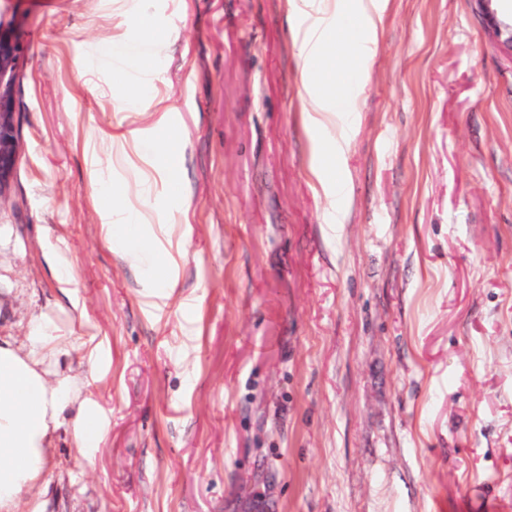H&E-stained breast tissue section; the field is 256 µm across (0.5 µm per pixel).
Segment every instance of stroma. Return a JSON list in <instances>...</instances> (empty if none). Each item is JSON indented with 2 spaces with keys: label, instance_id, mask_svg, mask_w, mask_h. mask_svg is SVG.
Listing matches in <instances>:
<instances>
[{
  "label": "stroma",
  "instance_id": "obj_1",
  "mask_svg": "<svg viewBox=\"0 0 512 512\" xmlns=\"http://www.w3.org/2000/svg\"><path fill=\"white\" fill-rule=\"evenodd\" d=\"M0 12L27 49L0 336L57 314L109 420L90 463L61 434L47 512H512V50L473 0H387L332 199L291 0ZM137 168L129 206L175 227L163 288L102 234Z\"/></svg>",
  "mask_w": 512,
  "mask_h": 512
}]
</instances>
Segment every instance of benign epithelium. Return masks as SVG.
Wrapping results in <instances>:
<instances>
[{"instance_id":"benign-epithelium-1","label":"benign epithelium","mask_w":512,"mask_h":512,"mask_svg":"<svg viewBox=\"0 0 512 512\" xmlns=\"http://www.w3.org/2000/svg\"><path fill=\"white\" fill-rule=\"evenodd\" d=\"M494 37L512 49V17L493 7L495 0H474ZM26 70V46L15 32V20L0 16V198L7 197L22 153L20 83Z\"/></svg>"}]
</instances>
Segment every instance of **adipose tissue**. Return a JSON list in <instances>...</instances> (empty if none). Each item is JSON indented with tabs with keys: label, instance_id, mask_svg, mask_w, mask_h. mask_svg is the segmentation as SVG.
<instances>
[{
	"label": "adipose tissue",
	"instance_id": "adipose-tissue-1",
	"mask_svg": "<svg viewBox=\"0 0 512 512\" xmlns=\"http://www.w3.org/2000/svg\"><path fill=\"white\" fill-rule=\"evenodd\" d=\"M306 18L296 33L304 67L310 130H327L337 113L356 109L362 43L382 21L385 0H296ZM105 225L107 240L135 265L148 266L167 284L166 266L139 239L134 214L123 205ZM67 337L56 319L33 315L22 344L0 339V512L26 504L42 512L41 476L59 431L69 432L76 452L92 460L104 437L99 408L83 394L82 375L55 370Z\"/></svg>",
	"mask_w": 512,
	"mask_h": 512
}]
</instances>
